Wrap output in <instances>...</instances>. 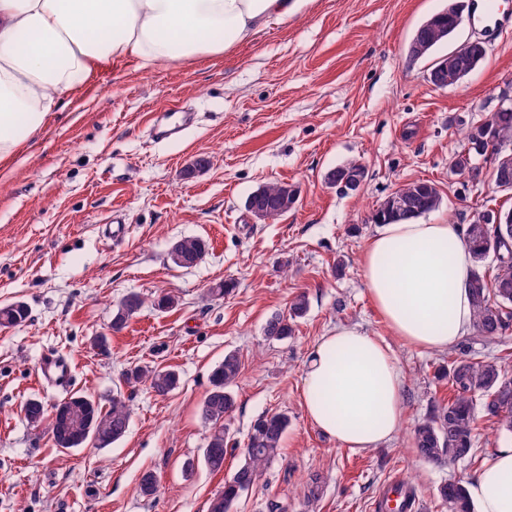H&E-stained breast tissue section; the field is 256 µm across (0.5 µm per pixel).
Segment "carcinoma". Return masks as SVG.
<instances>
[{
    "mask_svg": "<svg viewBox=\"0 0 512 512\" xmlns=\"http://www.w3.org/2000/svg\"><path fill=\"white\" fill-rule=\"evenodd\" d=\"M460 27L457 14L449 6L422 22L414 31L411 42L418 43L421 50L410 48L420 58L431 54ZM469 152L491 160L490 179L500 186L499 174L504 169L512 171V111L494 112L480 125H473L464 133ZM291 190V185L282 181H271L263 185L257 205L265 210L263 219L277 220L285 215L279 208L280 197ZM398 191L411 200L412 209L396 212L383 202L373 215L377 224H392L421 217L437 209L442 201L436 185L429 181H416L403 185ZM503 225L492 220H474L466 226L464 236L469 245L471 276L468 288L474 306L473 329L476 336L497 342L512 329V238L498 247L497 255H491L489 246L498 241ZM184 260V268L196 266L205 256L208 243L198 236H188L175 242ZM492 265V277L486 276V266ZM165 311L176 305V299L160 294L148 300L137 293L127 294L112 312V318L120 321L124 329L145 304ZM308 302L303 295L297 296L286 316L275 315L265 325V336L269 340H282L292 335L293 324L303 317ZM28 318V307L21 301L14 307L0 306V327L19 325ZM241 360L237 353L228 352L224 360L210 375L211 388L205 396L200 413L211 433L204 449V462L213 472L224 469L228 453V429L225 421L235 410L233 387L239 376ZM454 396L446 404L435 403L429 416L413 431L414 445L418 455L425 461L441 464L450 461L474 460V430L481 417L492 422L493 429L512 433V370L496 363L476 361L462 356L448 365L444 372ZM128 384L145 383L157 395L165 396L180 385V375L174 369L135 367L124 374ZM56 408L63 412L51 416L39 399L29 400L23 407L24 419L38 425L49 420L55 447L62 450L84 448H106L125 436L129 429L131 411L121 392L112 394L109 408L91 396L75 392L61 401ZM288 415L272 413L259 417L252 426L242 459L235 471L224 480V486L208 502L207 512H231L233 504L243 492L261 477L264 468L271 463L281 449L288 428ZM140 493L145 497L158 490L154 472L142 473L139 480ZM438 497L448 505L449 512H472L465 488L461 481L450 479L437 489Z\"/></svg>",
    "mask_w": 512,
    "mask_h": 512,
    "instance_id": "obj_1",
    "label": "carcinoma"
}]
</instances>
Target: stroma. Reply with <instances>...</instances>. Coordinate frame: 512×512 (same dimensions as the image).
Here are the masks:
<instances>
[{
	"label": "stroma",
	"instance_id": "stroma-1",
	"mask_svg": "<svg viewBox=\"0 0 512 512\" xmlns=\"http://www.w3.org/2000/svg\"><path fill=\"white\" fill-rule=\"evenodd\" d=\"M448 0H312L306 13L262 29L248 43L191 63L150 72L126 61L100 69L62 99L18 160L0 161V306L26 303L25 323L0 328V512H207L209 498L240 456L210 471L209 428L200 408L213 368L237 352L241 372L230 439L245 447L255 420L289 418L279 456L233 512H375L392 479L414 478L420 512H448L437 488L468 479L478 462L434 465L419 459L412 430L431 401L453 392L438 372L468 356L512 366V336L488 343L474 334L441 351L394 336L370 299L362 256L378 226L375 210L390 193L419 180L439 189L428 224L466 226L479 214L512 208V194L453 172L467 144L464 129L486 121L512 95V30L463 22L435 55L413 59L417 26ZM485 41L484 65L459 85L428 80L436 56L468 40ZM189 110L195 125L180 139L153 141L154 117ZM208 165L182 175L196 159ZM351 161L367 175L343 193L325 173ZM280 180L298 201L280 220L257 221L247 197ZM126 227L113 239V223ZM209 243L195 267L173 266L178 239ZM231 280L232 293L202 294ZM174 295L176 306H146L120 332L112 310L128 293ZM308 310L295 332L267 340L264 327L287 314L298 294ZM360 327L392 350L404 376L406 418L375 448L350 449L307 419L300 403L309 355L331 328ZM109 338L108 352L94 344ZM70 366L66 383L38 373L40 363ZM139 365L177 370L178 389L154 395L125 384ZM127 399V434L107 448H55L48 424L29 425L32 398L53 405L71 393L108 404ZM193 461L185 474V461ZM154 471L158 491L139 492ZM318 501L308 502L312 480Z\"/></svg>",
	"mask_w": 512,
	"mask_h": 512
}]
</instances>
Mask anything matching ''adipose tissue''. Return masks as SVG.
I'll return each instance as SVG.
<instances>
[{"instance_id": "1", "label": "adipose tissue", "mask_w": 512, "mask_h": 512, "mask_svg": "<svg viewBox=\"0 0 512 512\" xmlns=\"http://www.w3.org/2000/svg\"><path fill=\"white\" fill-rule=\"evenodd\" d=\"M311 0H0V160L19 155L59 101L94 70L160 64L228 51ZM370 296L393 335L443 350L473 324L470 256L461 228L384 224L363 257ZM404 379L382 340L339 325L302 375L308 419L346 448H374L405 420ZM474 512H512V447L494 451L465 484Z\"/></svg>"}]
</instances>
